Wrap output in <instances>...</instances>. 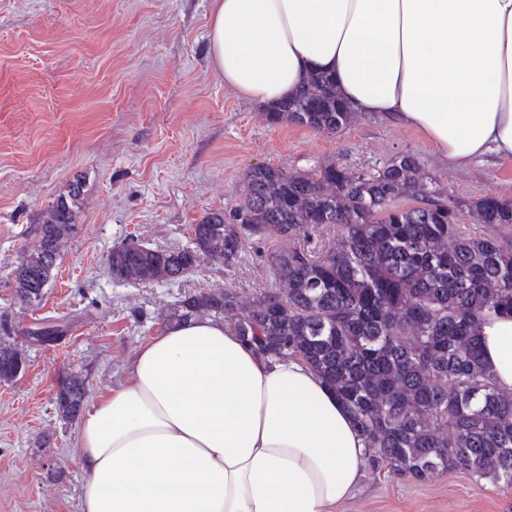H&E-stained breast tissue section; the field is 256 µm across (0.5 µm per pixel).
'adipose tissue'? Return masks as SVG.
I'll use <instances>...</instances> for the list:
<instances>
[{"mask_svg":"<svg viewBox=\"0 0 512 512\" xmlns=\"http://www.w3.org/2000/svg\"><path fill=\"white\" fill-rule=\"evenodd\" d=\"M211 63L274 105L313 73L456 165L512 160V0H213ZM512 391V317L480 327ZM81 512H337L370 466L335 394L222 320L167 327L79 419Z\"/></svg>","mask_w":512,"mask_h":512,"instance_id":"obj_1","label":"adipose tissue"}]
</instances>
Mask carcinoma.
Wrapping results in <instances>:
<instances>
[{
    "label": "carcinoma",
    "instance_id": "obj_1",
    "mask_svg": "<svg viewBox=\"0 0 512 512\" xmlns=\"http://www.w3.org/2000/svg\"><path fill=\"white\" fill-rule=\"evenodd\" d=\"M351 113L324 74L308 77L272 107L287 121L334 134ZM233 211H212L178 249L126 242L107 257L113 279L171 283L207 257L235 268L249 244L275 240L269 254L276 285L250 303L235 289L189 292L167 321L218 317L272 358L303 361L336 394L358 427L373 465L424 481L463 471L512 487V393L497 389L483 366L478 326L512 314V201L481 198L477 223L463 204L419 176L402 155L380 169L351 172L334 163L288 171L268 164L246 175ZM81 186L59 198L34 231L36 243L13 269L14 295L38 306L58 258L76 233ZM406 197L410 207L396 202ZM340 228L335 247L308 239L322 225ZM26 368L23 349L0 333V384ZM87 395L86 376H62L60 417L74 421Z\"/></svg>",
    "mask_w": 512,
    "mask_h": 512
}]
</instances>
